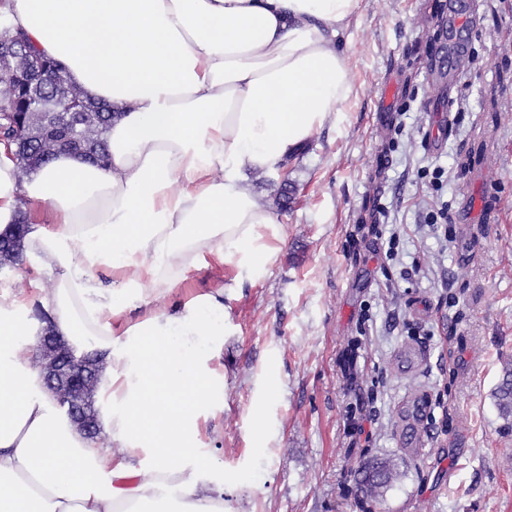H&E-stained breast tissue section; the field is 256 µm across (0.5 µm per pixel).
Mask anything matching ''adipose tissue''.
I'll list each match as a JSON object with an SVG mask.
<instances>
[{
    "instance_id": "obj_1",
    "label": "adipose tissue",
    "mask_w": 512,
    "mask_h": 512,
    "mask_svg": "<svg viewBox=\"0 0 512 512\" xmlns=\"http://www.w3.org/2000/svg\"><path fill=\"white\" fill-rule=\"evenodd\" d=\"M358 2L7 0L10 21L114 118L103 166L62 154L22 179L0 144V234L25 214L24 255L54 282L46 323L32 295L0 292V512H224V481L196 448L224 399L210 367L224 299L283 242L251 177L283 171L342 111L337 39ZM213 265L230 283L190 289ZM47 328L75 357L102 355L108 445L17 358L16 338L35 346Z\"/></svg>"
}]
</instances>
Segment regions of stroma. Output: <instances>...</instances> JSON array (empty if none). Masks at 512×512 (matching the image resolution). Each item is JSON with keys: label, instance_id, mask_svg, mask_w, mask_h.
Here are the masks:
<instances>
[{"label": "stroma", "instance_id": "1", "mask_svg": "<svg viewBox=\"0 0 512 512\" xmlns=\"http://www.w3.org/2000/svg\"><path fill=\"white\" fill-rule=\"evenodd\" d=\"M341 48L343 111L252 178L284 242L227 302L199 451L226 512H360L370 456L402 471L374 512H512V0H360ZM498 409L505 418L512 416V363L504 371L503 378L494 392Z\"/></svg>", "mask_w": 512, "mask_h": 512}]
</instances>
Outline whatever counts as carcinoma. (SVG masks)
I'll return each mask as SVG.
<instances>
[{
  "instance_id": "1",
  "label": "carcinoma",
  "mask_w": 512,
  "mask_h": 512,
  "mask_svg": "<svg viewBox=\"0 0 512 512\" xmlns=\"http://www.w3.org/2000/svg\"><path fill=\"white\" fill-rule=\"evenodd\" d=\"M22 43V54L7 61L12 71H23L42 60L57 70L54 81L35 91L13 75L0 78V136L15 145V161L20 178L49 165L60 154H73L96 163L108 159L107 133L112 126V112L102 101L91 100L75 84L62 76L57 61L44 56L31 43L27 34L0 18V44ZM30 231L24 215H19L11 233L0 236V269L15 267L23 261L22 242ZM94 373L84 384L80 396L84 417L98 423L95 393L100 382L99 359L92 360ZM498 409L505 418L512 416V366L504 371L494 392ZM421 407L415 399L401 413L403 429L412 430L419 420ZM397 472L392 460L374 458L353 471L360 491L374 500L383 496L395 480Z\"/></svg>"
}]
</instances>
